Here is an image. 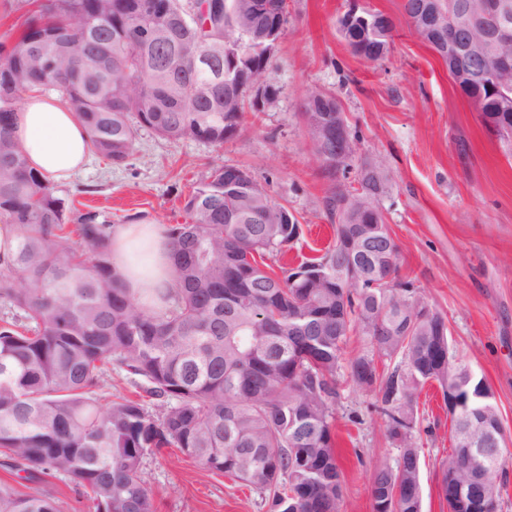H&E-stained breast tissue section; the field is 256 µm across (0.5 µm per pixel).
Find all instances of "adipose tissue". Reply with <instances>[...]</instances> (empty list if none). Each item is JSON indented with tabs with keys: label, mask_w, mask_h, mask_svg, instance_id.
Segmentation results:
<instances>
[{
	"label": "adipose tissue",
	"mask_w": 512,
	"mask_h": 512,
	"mask_svg": "<svg viewBox=\"0 0 512 512\" xmlns=\"http://www.w3.org/2000/svg\"><path fill=\"white\" fill-rule=\"evenodd\" d=\"M13 139L31 167L51 182L71 181L92 156L87 129L58 96L32 90L14 113ZM111 261L127 288L152 302L173 286L170 246L162 225L120 224L112 231Z\"/></svg>",
	"instance_id": "1"
}]
</instances>
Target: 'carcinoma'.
Listing matches in <instances>:
<instances>
[{"instance_id":"1","label":"carcinoma","mask_w":512,"mask_h":512,"mask_svg":"<svg viewBox=\"0 0 512 512\" xmlns=\"http://www.w3.org/2000/svg\"><path fill=\"white\" fill-rule=\"evenodd\" d=\"M144 0H43L19 35L0 44V222L14 224L13 262L0 268V302L12 310L0 325V455L41 482L20 495L0 487V512H59L49 478L84 495L93 512H155L142 476L145 456L176 447L206 470L225 473L272 495L274 512H341L342 480L332 436L339 371L372 392L374 411L400 448L395 465L371 477L375 512H422L420 456L412 429L416 395L430 381L462 390L448 407L452 431L478 420L491 393L455 357L444 317L399 276V251L385 219L379 240L353 258L341 249L347 225L371 207L382 211L388 176L382 164L361 176L363 194L334 185L326 213L334 243L296 267L273 268L297 228L281 223L284 205L252 180L247 201L224 195V167L214 168L186 203L190 222L170 226L174 288L151 305L132 296L112 269V225L88 211L68 230L71 208L30 167L11 136L22 95L62 93L84 122L95 153L122 162L139 130L168 140L221 146L238 129L247 100L219 80L204 95L182 83L181 54L195 40L175 13L151 15ZM450 19L475 22L497 90L478 78L473 102L512 128V0L508 22L486 0H436ZM259 18L190 21L209 40L213 63ZM76 234L74 241L71 234ZM306 267L321 274L299 277ZM392 275L389 287L379 280ZM370 350L343 360L350 336ZM401 358L404 367L379 370ZM159 402L154 415L121 398L102 403L112 365ZM507 481L504 438L496 447ZM481 461L453 443L441 490L448 512H497L500 483L480 481Z\"/></svg>"}]
</instances>
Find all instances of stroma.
Instances as JSON below:
<instances>
[{
    "label": "stroma",
    "mask_w": 512,
    "mask_h": 512,
    "mask_svg": "<svg viewBox=\"0 0 512 512\" xmlns=\"http://www.w3.org/2000/svg\"><path fill=\"white\" fill-rule=\"evenodd\" d=\"M352 1L395 22L381 62L353 54L338 29ZM272 67L275 103L246 112L224 145L169 141L143 129L123 162L93 156L84 172L58 185L59 195L112 225L184 224L197 184L214 167L238 166L297 216L303 233L283 260L300 263L334 239L329 184L300 104L310 93L334 92L360 156L388 172L382 207L401 275L444 317L456 357L490 386L512 451V150L409 28L403 0H288ZM371 402L342 384L333 428L342 512H374L371 475L400 453ZM417 417L423 512H448L441 475L452 452L451 422L439 383L420 392ZM142 472L156 512H271L267 493L207 471L176 448L146 455Z\"/></svg>",
    "instance_id": "stroma-1"
}]
</instances>
